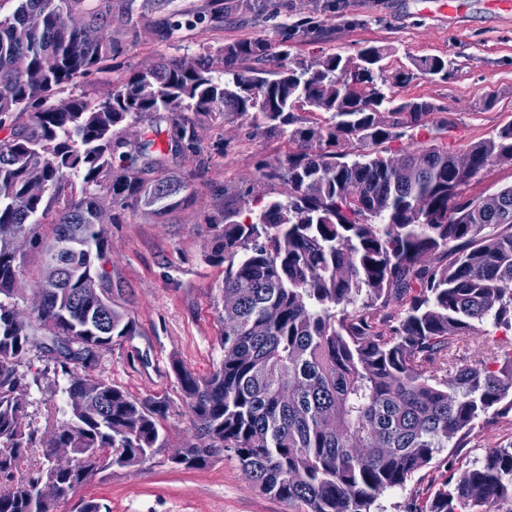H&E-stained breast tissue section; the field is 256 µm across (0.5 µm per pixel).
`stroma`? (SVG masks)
Here are the masks:
<instances>
[{
    "label": "stroma",
    "instance_id": "obj_1",
    "mask_svg": "<svg viewBox=\"0 0 512 512\" xmlns=\"http://www.w3.org/2000/svg\"><path fill=\"white\" fill-rule=\"evenodd\" d=\"M309 20L319 23L317 34L304 32ZM255 38L267 40L272 54H285L290 66L312 65L334 53L353 57L367 45L384 48L397 102L427 100L451 120L437 134L407 129L402 139L387 143L392 156L430 145L436 135L462 156L512 121V0H266L262 8L225 14L220 28L185 30L165 44L143 38L120 62L126 72L146 69ZM430 55L448 58L447 79L416 69L415 60ZM185 118L195 124L199 153L176 150L177 126L159 114L125 129L132 141L155 135L162 151L163 163L145 172L147 181L172 178L195 195L190 204L160 215L140 206L125 210L120 221L105 222L106 289L135 331L103 352L96 369L137 399L168 402L162 422L167 446L143 465L100 473L58 501L54 512H79L88 501L100 503L102 512H293L287 502L252 487L225 453L200 469L170 462L193 434L174 363L206 376L224 357V268L206 259V219L223 209L247 208L258 196H281L283 185L262 180L261 169L296 147L288 133L255 127L235 114L215 119L189 112ZM444 473L430 467L385 492L376 502L379 512H398L406 500L429 497Z\"/></svg>",
    "mask_w": 512,
    "mask_h": 512
}]
</instances>
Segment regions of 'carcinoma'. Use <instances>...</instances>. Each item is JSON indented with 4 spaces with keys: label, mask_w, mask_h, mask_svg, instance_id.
Here are the masks:
<instances>
[{
    "label": "carcinoma",
    "mask_w": 512,
    "mask_h": 512,
    "mask_svg": "<svg viewBox=\"0 0 512 512\" xmlns=\"http://www.w3.org/2000/svg\"><path fill=\"white\" fill-rule=\"evenodd\" d=\"M0 17V512H53L56 502L114 467H136L167 445L168 405L139 400L97 378L101 352L134 334L112 305L101 264L100 204L165 211L187 201L161 165L152 139L132 144L124 123L146 114L252 116L271 129L297 122L294 109L330 122L291 131L296 149L261 176L285 199L220 211L208 261L224 265V358L207 377L174 371L193 422L192 439L170 458L203 468L219 448L259 491L295 512H371L443 448H466L512 422V356L496 371L477 326L512 327V186L468 198L465 185L495 162H512V123L473 145L468 168L444 146L387 156L378 146L427 125L428 101L395 103L366 46L359 63L339 54L316 66L269 70V45L222 47L220 68L186 57L123 77L97 100L64 92L116 66L146 30L158 43L204 22L224 25L240 0H210L208 13L173 12L142 27L136 0H17ZM124 18L126 43L112 30ZM448 78V62L418 60ZM381 223L374 224L371 219ZM19 235L42 249L41 309L21 316L17 282L26 255ZM45 358L24 368L31 351ZM465 350L474 362L454 365ZM65 381L64 418L50 430L28 413L31 387ZM39 449L43 461L17 477ZM512 503V441L476 467L448 469L425 504L404 512H491Z\"/></svg>",
    "instance_id": "carcinoma-1"
}]
</instances>
